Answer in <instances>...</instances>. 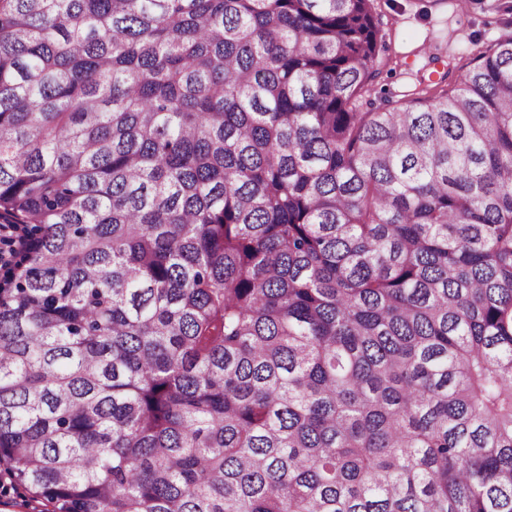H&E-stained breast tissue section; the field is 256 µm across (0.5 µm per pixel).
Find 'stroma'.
I'll return each instance as SVG.
<instances>
[{
  "mask_svg": "<svg viewBox=\"0 0 512 512\" xmlns=\"http://www.w3.org/2000/svg\"><path fill=\"white\" fill-rule=\"evenodd\" d=\"M386 48L377 88L412 94L460 73L473 51L512 30V0H470L456 12L452 0H376Z\"/></svg>",
  "mask_w": 512,
  "mask_h": 512,
  "instance_id": "1",
  "label": "stroma"
}]
</instances>
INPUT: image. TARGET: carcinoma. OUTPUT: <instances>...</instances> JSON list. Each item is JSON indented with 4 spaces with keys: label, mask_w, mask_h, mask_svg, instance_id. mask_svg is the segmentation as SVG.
<instances>
[{
    "label": "carcinoma",
    "mask_w": 512,
    "mask_h": 512,
    "mask_svg": "<svg viewBox=\"0 0 512 512\" xmlns=\"http://www.w3.org/2000/svg\"><path fill=\"white\" fill-rule=\"evenodd\" d=\"M375 0H0V460L53 512H512V33L376 97ZM0 244L7 248L0 247V268L11 265L13 258L27 251L31 246L30 239L22 233L18 224H0Z\"/></svg>",
    "instance_id": "cac0c4a2"
}]
</instances>
